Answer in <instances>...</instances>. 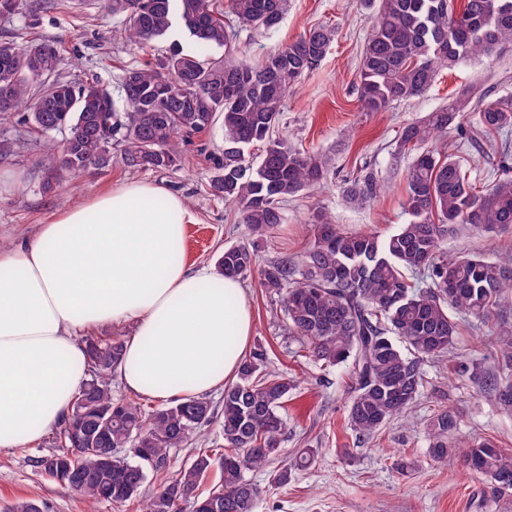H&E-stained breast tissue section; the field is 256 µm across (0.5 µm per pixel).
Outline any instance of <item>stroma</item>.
<instances>
[{
  "label": "stroma",
  "mask_w": 512,
  "mask_h": 512,
  "mask_svg": "<svg viewBox=\"0 0 512 512\" xmlns=\"http://www.w3.org/2000/svg\"><path fill=\"white\" fill-rule=\"evenodd\" d=\"M376 19L361 0H287L279 28L270 34L236 23L234 60L258 64L271 51L309 28L326 24L336 30L320 66L291 90L280 117L277 136L302 151H320L332 159L324 187L288 199L285 221L270 234L262 255L275 259L296 256L311 241L313 216L330 215L342 229L387 236L403 224L406 184L390 173L388 156L401 129L445 105L462 89L475 85L494 96L512 95V45L492 58L440 71L422 96L390 105L386 111L364 113L357 98V70ZM120 19L100 9L42 8L26 0L19 14L0 17V41L48 40L58 43L61 77L69 81L95 78L117 92L127 69L161 55L169 44L161 38L145 45L123 42ZM23 113L0 117V176L17 180L10 193L0 192V248L8 249L34 237L40 224L60 211L104 193L124 181H149L183 196L196 218L184 235L187 265L214 266L226 246L246 240L247 229L236 205L224 202L210 188L214 164L222 155L221 125L195 134L184 148L181 166L169 170L133 171L120 164L75 176L62 173L51 191L42 188L45 152L42 144L17 151L24 130ZM512 134H494L478 142L449 132L441 147L456 155L470 178L483 187L499 177L500 151ZM363 169L378 173L384 189L369 206L356 208L341 194L345 180ZM448 253L481 255L512 264V235L488 237L463 231L446 244ZM251 307L252 343L268 349L270 366L288 372L299 385L284 414L288 431L282 456L292 459L305 448L318 451L315 463L295 473L287 486L269 481V469L246 476L262 489L256 512H512V494L493 501L487 482L461 463L446 465L428 455L426 424L437 410L448 408L459 417L467 440L489 438L512 450V412L499 408L477 384L457 375L447 358H426L424 390L409 417L395 419L371 439L358 441L347 424L348 367L324 368L297 356L280 307L259 287L256 278L243 282ZM52 431L18 448H0V512L22 498L46 503L48 512H86L82 498L54 481L35 465L52 449ZM409 463L398 469L397 460Z\"/></svg>",
  "instance_id": "obj_1"
}]
</instances>
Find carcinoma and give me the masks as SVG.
Masks as SVG:
<instances>
[{"label":"carcinoma","instance_id":"carcinoma-1","mask_svg":"<svg viewBox=\"0 0 512 512\" xmlns=\"http://www.w3.org/2000/svg\"><path fill=\"white\" fill-rule=\"evenodd\" d=\"M103 9L125 23V37L144 44L165 36L177 21L195 37L198 51L171 43L165 53L127 70L118 96L99 81L73 83L58 77L57 44L30 40L0 42V113L28 110L27 133L46 136L69 129L62 143L43 142L46 190L60 172L79 176L112 166L114 154L130 169L179 166L183 138L217 120L224 130L223 158L212 190L239 204L249 239L224 248L217 274L244 280L255 274L274 297L288 335L309 358L327 367L349 366V426L362 438L408 415L424 384V359L451 357L457 350V318L486 327L496 365L481 371L459 362L458 373L478 379L504 410H512V324L499 317L512 307V265L482 256L448 255V238L469 229L485 235L512 232V174L476 188L451 154L433 146L462 120L477 115L486 136L512 130V97L467 89L417 123L403 127L389 169L403 175L406 222L385 237L344 232L322 211L314 239L297 257L264 260L258 241L284 220L281 203L321 187L331 159L301 152L274 136L288 91L316 69L335 37L326 25L310 28L286 47L268 53L258 66L229 58L233 33L224 13L261 33L280 25L285 0H101ZM378 3L377 20L361 56V110L382 112L392 103L422 96L439 71L481 60L512 45V0H366ZM224 49V57L213 52ZM263 144L258 158L249 149ZM382 184L372 171L343 186L354 207L370 203ZM124 343L87 344L93 376L75 395L58 423L55 450L37 466L61 485L96 505L117 508L136 500L148 475L161 487L142 500V512H255L261 488L245 471L278 458L286 429L282 414L297 382L267 370L268 352L259 344L244 357L236 382L224 387V447L218 455L199 450L174 476L166 473L170 451L184 448L214 419L204 397L171 401L151 411L112 395L109 376L117 370ZM459 420L450 409L429 423V457L460 458L488 482L490 497L512 490V455L494 441L459 439ZM317 457L304 449L272 473L285 486L293 471ZM220 479L206 494L197 490L214 470Z\"/></svg>","mask_w":512,"mask_h":512}]
</instances>
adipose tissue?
Masks as SVG:
<instances>
[{
    "label": "adipose tissue",
    "instance_id": "ef3b65f1",
    "mask_svg": "<svg viewBox=\"0 0 512 512\" xmlns=\"http://www.w3.org/2000/svg\"><path fill=\"white\" fill-rule=\"evenodd\" d=\"M194 215L149 181L90 196L0 250V448L39 439L88 378L79 332L130 323L118 373L159 402L237 377L253 316L238 279L174 258Z\"/></svg>",
    "mask_w": 512,
    "mask_h": 512
}]
</instances>
